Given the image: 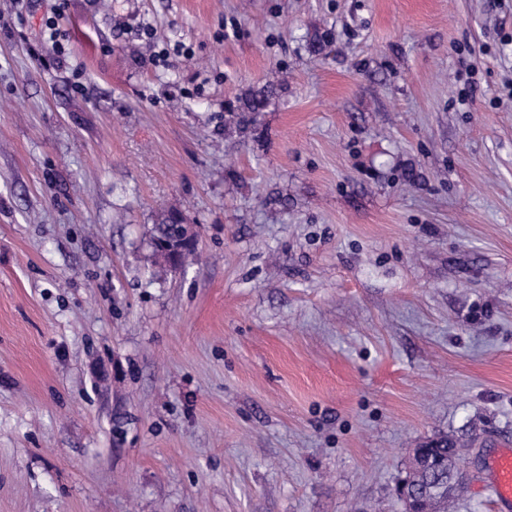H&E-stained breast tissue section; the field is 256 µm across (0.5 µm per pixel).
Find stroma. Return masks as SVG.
Segmentation results:
<instances>
[{"label":"stroma","mask_w":512,"mask_h":512,"mask_svg":"<svg viewBox=\"0 0 512 512\" xmlns=\"http://www.w3.org/2000/svg\"><path fill=\"white\" fill-rule=\"evenodd\" d=\"M55 3L0 0V512H401L512 446V0H69L61 57ZM272 93L271 90H263L256 94H252L251 96L245 98L241 101V105L237 108L229 110V112H240L238 113L236 126L239 130L244 129L246 125L250 122L254 121L258 112H262L263 109L267 106L269 102V94ZM194 244L192 232H188L180 239L171 240L163 236L157 240V247L165 255L172 270H180L183 267L184 259ZM475 441H478L477 435L470 436L466 440L460 437H448L447 435L435 436L429 441L435 443V446L428 449L434 456L441 458L443 466L433 470L409 469L408 467L405 478L411 482L412 492L418 495L420 499H424L432 511L448 512V507L453 500L465 491L467 487L465 481H450L448 479V460L451 464H454L457 446L468 447L470 443Z\"/></svg>","instance_id":"1"}]
</instances>
